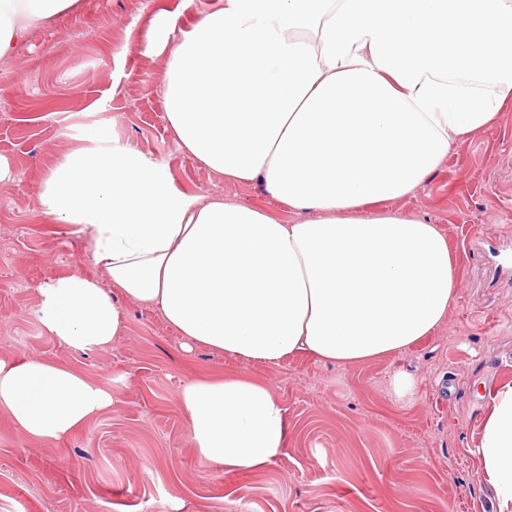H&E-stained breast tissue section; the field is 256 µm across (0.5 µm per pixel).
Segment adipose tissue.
Segmentation results:
<instances>
[{
	"label": "adipose tissue",
	"mask_w": 512,
	"mask_h": 512,
	"mask_svg": "<svg viewBox=\"0 0 512 512\" xmlns=\"http://www.w3.org/2000/svg\"><path fill=\"white\" fill-rule=\"evenodd\" d=\"M74 2L0 0V60ZM149 32L178 146L225 182L260 183L294 218L186 194L112 126L91 127L46 171L40 206L111 288L156 308L184 350L243 363L351 366L434 333L456 303L448 239L387 204L512 107V0H220L187 30L159 11ZM108 290L79 274L42 283V331L108 347L127 329ZM114 403L83 370L0 358V411L26 440L58 442ZM180 403L204 462L259 470L285 449L288 411L262 382L201 377ZM475 453L497 512H512V383L492 392Z\"/></svg>",
	"instance_id": "1"
}]
</instances>
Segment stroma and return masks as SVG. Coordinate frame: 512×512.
<instances>
[{
	"label": "stroma",
	"instance_id": "1",
	"mask_svg": "<svg viewBox=\"0 0 512 512\" xmlns=\"http://www.w3.org/2000/svg\"><path fill=\"white\" fill-rule=\"evenodd\" d=\"M219 0H77L0 63V356L68 365L118 402L53 445L19 439L0 414V512H495L473 450L491 389L512 382V110L452 149L423 188L392 208L439 225L459 270L445 323L403 354L341 367L305 355L241 363L183 339L157 309L111 289L128 330L103 350L61 347L33 312L46 280L91 272L84 241L46 222V170L92 125L161 160L197 195L293 215L259 184H231L181 150L166 118L164 58L148 48L158 8L184 25ZM413 394L398 400L393 377ZM267 384L288 410L284 455L259 472L202 462L180 393L206 374Z\"/></svg>",
	"mask_w": 512,
	"mask_h": 512
}]
</instances>
